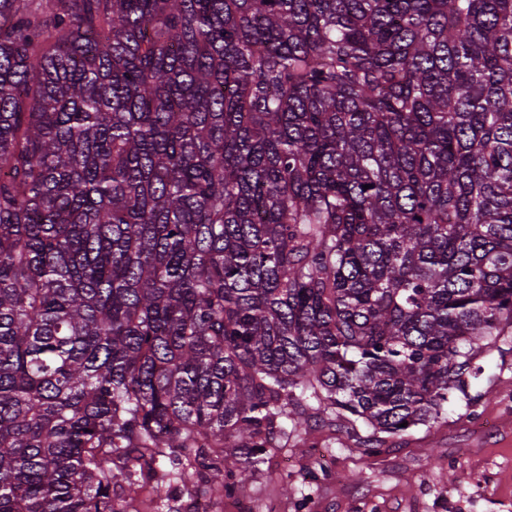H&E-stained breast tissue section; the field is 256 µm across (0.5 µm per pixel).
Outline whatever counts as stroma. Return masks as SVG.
Returning <instances> with one entry per match:
<instances>
[{
    "label": "stroma",
    "mask_w": 512,
    "mask_h": 512,
    "mask_svg": "<svg viewBox=\"0 0 512 512\" xmlns=\"http://www.w3.org/2000/svg\"><path fill=\"white\" fill-rule=\"evenodd\" d=\"M468 398L457 397L430 426L366 456L344 425L315 427L274 449L261 471L244 472L242 497L211 512H512V352H488ZM336 480L322 479V468ZM193 486L144 491L126 512L190 508Z\"/></svg>",
    "instance_id": "1"
}]
</instances>
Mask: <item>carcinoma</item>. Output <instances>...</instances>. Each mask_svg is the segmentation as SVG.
I'll use <instances>...</instances> for the list:
<instances>
[{"instance_id": "obj_1", "label": "carcinoma", "mask_w": 512, "mask_h": 512, "mask_svg": "<svg viewBox=\"0 0 512 512\" xmlns=\"http://www.w3.org/2000/svg\"><path fill=\"white\" fill-rule=\"evenodd\" d=\"M511 335L512 0H0V512L379 455Z\"/></svg>"}]
</instances>
